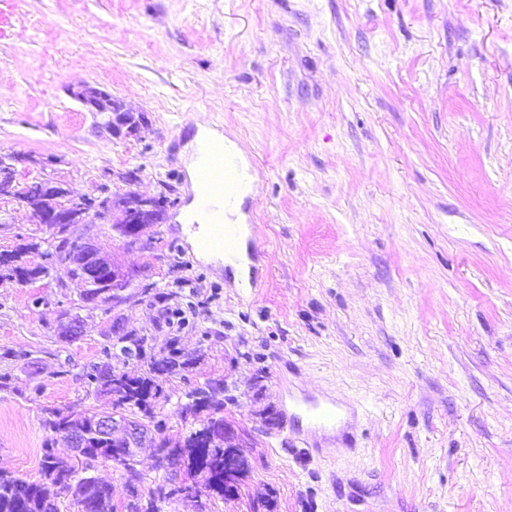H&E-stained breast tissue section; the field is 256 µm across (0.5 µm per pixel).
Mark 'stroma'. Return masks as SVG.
Returning <instances> with one entry per match:
<instances>
[{
  "instance_id": "1",
  "label": "stroma",
  "mask_w": 512,
  "mask_h": 512,
  "mask_svg": "<svg viewBox=\"0 0 512 512\" xmlns=\"http://www.w3.org/2000/svg\"><path fill=\"white\" fill-rule=\"evenodd\" d=\"M109 92L101 129L73 89ZM235 140L255 178L241 205L256 287L194 246L195 117ZM76 195H167L126 246L84 232L132 299L89 302L64 272L0 282V470L41 480L45 409L100 407L83 380L113 323L195 353L164 384L166 435L189 391L226 379L224 428L248 467L236 497L160 512H512V0H0V156ZM50 241L0 198V251ZM168 303L135 302L141 285ZM194 324L169 328L164 307ZM79 317L83 331L60 335ZM346 408L340 433L293 417ZM138 451L139 491L184 467Z\"/></svg>"
}]
</instances>
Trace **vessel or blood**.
Here are the masks:
<instances>
[{
  "instance_id": "obj_1",
  "label": "vessel or blood",
  "mask_w": 512,
  "mask_h": 512,
  "mask_svg": "<svg viewBox=\"0 0 512 512\" xmlns=\"http://www.w3.org/2000/svg\"><path fill=\"white\" fill-rule=\"evenodd\" d=\"M207 164L197 176L196 191L198 196L208 204V235L201 245L206 249L222 251L225 259H236L240 237V225L224 221V210L232 206L239 192L241 165L235 154L225 152L223 146L208 144ZM301 409L309 419L320 426L334 425L339 417L335 404L304 401Z\"/></svg>"
}]
</instances>
